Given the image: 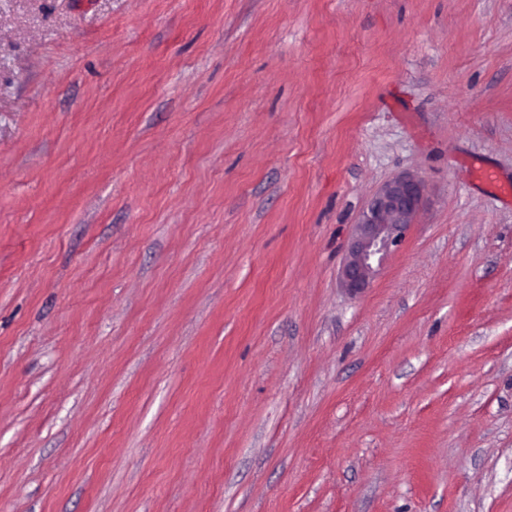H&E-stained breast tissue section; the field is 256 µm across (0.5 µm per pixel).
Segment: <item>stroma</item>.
Listing matches in <instances>:
<instances>
[{"label": "stroma", "mask_w": 512, "mask_h": 512, "mask_svg": "<svg viewBox=\"0 0 512 512\" xmlns=\"http://www.w3.org/2000/svg\"><path fill=\"white\" fill-rule=\"evenodd\" d=\"M510 188L512 0H0V512H512ZM425 184L416 173H402L386 181L362 211L342 267V283L349 291L368 288L392 246L405 238L424 204Z\"/></svg>", "instance_id": "35a3bbf8"}]
</instances>
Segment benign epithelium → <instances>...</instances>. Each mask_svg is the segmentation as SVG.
I'll list each match as a JSON object with an SVG mask.
<instances>
[{"mask_svg":"<svg viewBox=\"0 0 512 512\" xmlns=\"http://www.w3.org/2000/svg\"><path fill=\"white\" fill-rule=\"evenodd\" d=\"M425 184L416 173H402L386 181L362 211L342 267L345 288L369 287L390 248L399 245L424 204Z\"/></svg>","mask_w":512,"mask_h":512,"instance_id":"1","label":"benign epithelium"}]
</instances>
